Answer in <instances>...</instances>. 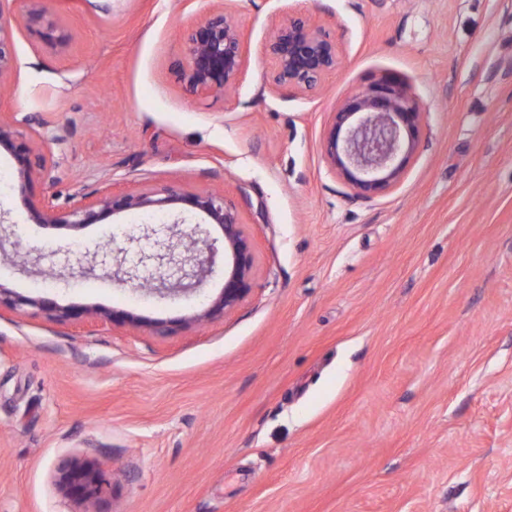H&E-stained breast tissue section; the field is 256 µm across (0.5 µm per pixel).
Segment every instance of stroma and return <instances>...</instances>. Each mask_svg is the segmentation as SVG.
Returning <instances> with one entry per match:
<instances>
[{
  "label": "stroma",
  "mask_w": 512,
  "mask_h": 512,
  "mask_svg": "<svg viewBox=\"0 0 512 512\" xmlns=\"http://www.w3.org/2000/svg\"><path fill=\"white\" fill-rule=\"evenodd\" d=\"M219 6L246 64L197 94L185 36ZM297 15L341 59L305 93L274 87L265 54ZM0 18V120L55 161L23 195L0 149V285L145 321L0 310V512H512V0H0ZM382 77L423 120L401 182L362 199L325 141ZM167 186L223 194L255 250L250 294L200 323L223 273L162 298L112 272L143 224L221 239L204 213L73 230L31 212ZM17 250L57 254L64 280ZM65 462L111 475L110 496L65 495Z\"/></svg>",
  "instance_id": "stroma-1"
}]
</instances>
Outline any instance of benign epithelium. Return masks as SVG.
Instances as JSON below:
<instances>
[{
	"label": "benign epithelium",
	"mask_w": 512,
	"mask_h": 512,
	"mask_svg": "<svg viewBox=\"0 0 512 512\" xmlns=\"http://www.w3.org/2000/svg\"><path fill=\"white\" fill-rule=\"evenodd\" d=\"M188 69L181 73L196 93L225 92L240 76L245 63L242 33L223 11L210 14L187 36ZM272 65L270 80L277 87L307 92L339 65L336 43L301 17L282 23L266 45ZM8 34L0 26V74L13 68ZM421 121L409 86L395 78L383 77L348 98L333 113L327 133L326 162L360 198H371L396 185L417 146ZM11 150L16 159L17 187L28 192L34 178L48 174L55 166L49 154H36L29 144L0 123V148ZM180 203L204 213L218 226L224 240V286L220 295L197 318L224 313L251 292L255 256L250 238L239 222L236 209L217 193L183 194L172 187L147 189L138 194H106L93 201L82 200L63 212L46 207L32 208L41 224L80 229L94 224L106 213L126 210H162ZM140 239L152 242L141 252L139 263L153 262L150 291L161 297L187 295L214 272L218 249L208 231L199 224L148 225ZM52 311L62 321L97 315L99 310L60 306L44 298L14 293L0 285V307ZM61 489L82 503L104 499L112 483L91 466L69 464L61 469Z\"/></svg>",
	"instance_id": "7a95c632"
}]
</instances>
